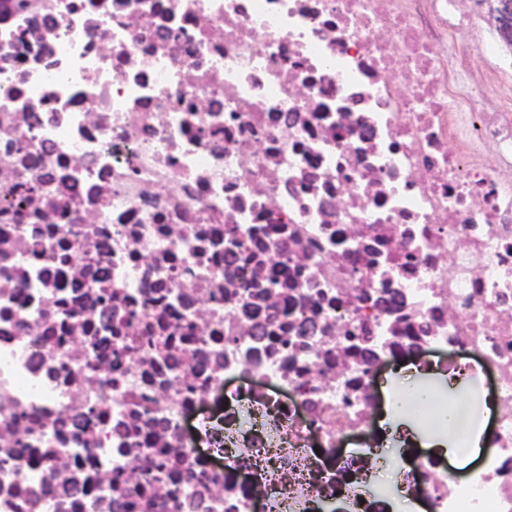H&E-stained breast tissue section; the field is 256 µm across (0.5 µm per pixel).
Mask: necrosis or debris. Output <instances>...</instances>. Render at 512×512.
<instances>
[{
    "label": "necrosis or debris",
    "mask_w": 512,
    "mask_h": 512,
    "mask_svg": "<svg viewBox=\"0 0 512 512\" xmlns=\"http://www.w3.org/2000/svg\"><path fill=\"white\" fill-rule=\"evenodd\" d=\"M463 2L0 0V512H512V106L464 105ZM446 349L498 377L464 482L416 450L447 392L410 430L378 379Z\"/></svg>",
    "instance_id": "obj_1"
}]
</instances>
